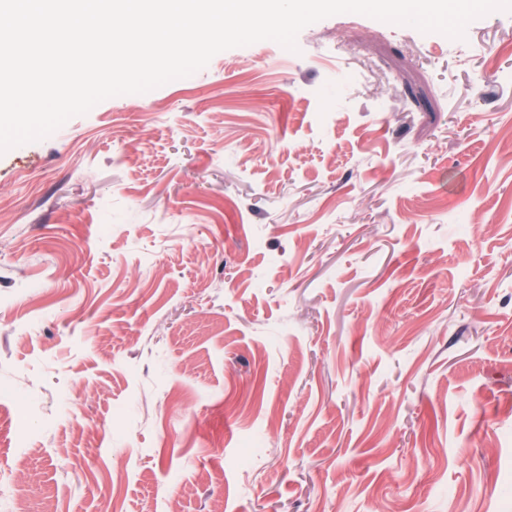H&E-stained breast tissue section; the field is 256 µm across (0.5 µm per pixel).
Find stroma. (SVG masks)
Segmentation results:
<instances>
[{
	"instance_id": "obj_1",
	"label": "stroma",
	"mask_w": 512,
	"mask_h": 512,
	"mask_svg": "<svg viewBox=\"0 0 512 512\" xmlns=\"http://www.w3.org/2000/svg\"><path fill=\"white\" fill-rule=\"evenodd\" d=\"M297 46L0 154V512H512V13Z\"/></svg>"
}]
</instances>
